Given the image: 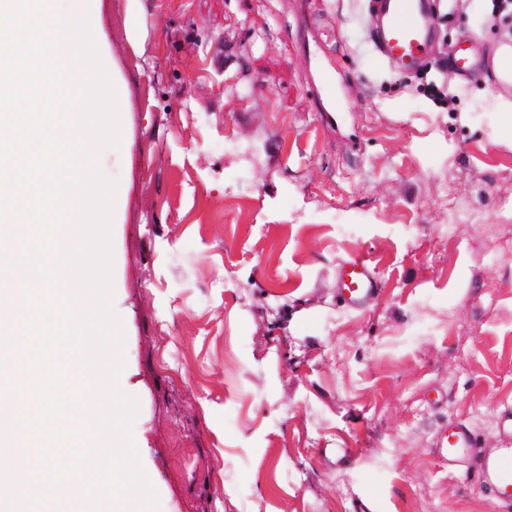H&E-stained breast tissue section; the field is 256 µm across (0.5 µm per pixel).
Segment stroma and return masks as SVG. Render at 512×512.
Masks as SVG:
<instances>
[{
  "label": "stroma",
  "instance_id": "stroma-1",
  "mask_svg": "<svg viewBox=\"0 0 512 512\" xmlns=\"http://www.w3.org/2000/svg\"><path fill=\"white\" fill-rule=\"evenodd\" d=\"M99 0L125 83L114 306L121 389L160 512H512L480 454L512 407V136L491 72L512 9L442 0L419 66L375 55L359 0ZM454 198L455 211L445 199ZM370 259L381 289L341 299ZM126 14L128 19V39L133 47H138L142 40V29L139 23L141 14L140 0H127ZM338 276L342 296L351 308L366 305L380 288L369 260L362 256L342 263ZM435 452L450 467L466 466L475 456L476 442L471 428L460 422L448 425L441 434Z\"/></svg>",
  "mask_w": 512,
  "mask_h": 512
}]
</instances>
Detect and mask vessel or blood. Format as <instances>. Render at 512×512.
<instances>
[{
	"mask_svg": "<svg viewBox=\"0 0 512 512\" xmlns=\"http://www.w3.org/2000/svg\"><path fill=\"white\" fill-rule=\"evenodd\" d=\"M368 12L380 20L373 41L376 56L384 63L412 67L418 55L427 47L430 22L421 0H365ZM488 69L494 76L496 92H512V44L504 45L497 58L489 60ZM342 296L349 307L366 305L377 293L380 283L369 260L356 257L345 261L338 271ZM435 452L452 467L466 466L476 452L471 428L454 422L446 427ZM480 481L502 497L512 498V448H503L480 461Z\"/></svg>",
	"mask_w": 512,
	"mask_h": 512,
	"instance_id": "1",
	"label": "vessel or blood"
}]
</instances>
